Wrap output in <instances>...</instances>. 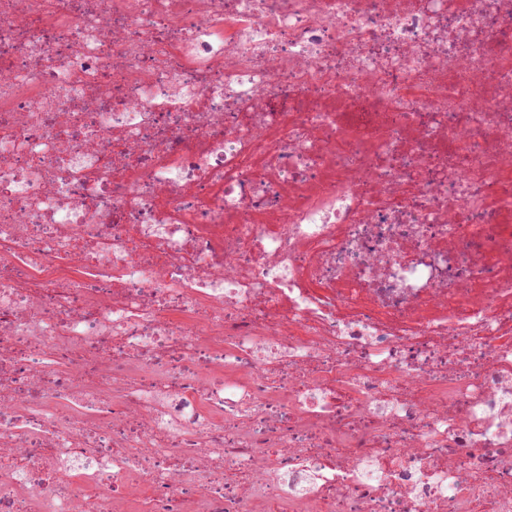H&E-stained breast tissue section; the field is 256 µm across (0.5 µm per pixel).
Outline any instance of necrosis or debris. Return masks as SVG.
Instances as JSON below:
<instances>
[{"mask_svg": "<svg viewBox=\"0 0 512 512\" xmlns=\"http://www.w3.org/2000/svg\"><path fill=\"white\" fill-rule=\"evenodd\" d=\"M0 512H512V0H0Z\"/></svg>", "mask_w": 512, "mask_h": 512, "instance_id": "obj_1", "label": "necrosis or debris"}]
</instances>
